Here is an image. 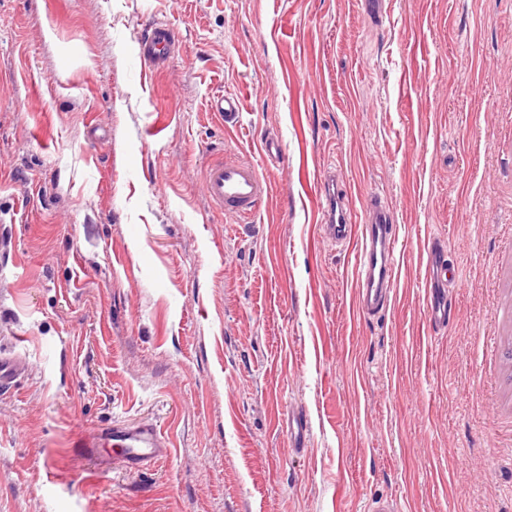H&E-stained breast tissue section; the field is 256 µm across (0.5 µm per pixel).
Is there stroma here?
Wrapping results in <instances>:
<instances>
[{
  "mask_svg": "<svg viewBox=\"0 0 512 512\" xmlns=\"http://www.w3.org/2000/svg\"><path fill=\"white\" fill-rule=\"evenodd\" d=\"M361 2L0 0V353L25 365L0 512H512V0ZM157 23L177 48L145 74ZM226 154L272 185L250 221L203 192ZM327 168L352 224L393 210L379 315L322 233ZM434 245L460 283L439 331ZM145 419L149 467L79 446Z\"/></svg>",
  "mask_w": 512,
  "mask_h": 512,
  "instance_id": "1",
  "label": "stroma"
}]
</instances>
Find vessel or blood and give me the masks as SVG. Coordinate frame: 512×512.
I'll list each match as a JSON object with an SVG mask.
<instances>
[{"label":"vessel or blood","instance_id":"1","mask_svg":"<svg viewBox=\"0 0 512 512\" xmlns=\"http://www.w3.org/2000/svg\"><path fill=\"white\" fill-rule=\"evenodd\" d=\"M175 42L173 31L165 25H154L138 42L139 55L145 66L164 68L170 60ZM320 190L326 201L324 221L327 234L340 241L359 235L358 263L355 277L356 300L360 313L370 314L387 306L393 296L395 282L393 235L394 215L389 204L376 196L366 202V223L355 229L347 217L348 194L339 188L336 176L321 174ZM205 195L210 204L226 217L237 220L258 212L270 193V185L256 166L239 156L212 160L205 173ZM428 321L440 328L448 323L449 294L459 280L447 268L438 253L429 257ZM84 446L93 456L105 461L117 460L130 467H145L167 456L168 443L154 425H114L99 428L84 438Z\"/></svg>","mask_w":512,"mask_h":512}]
</instances>
